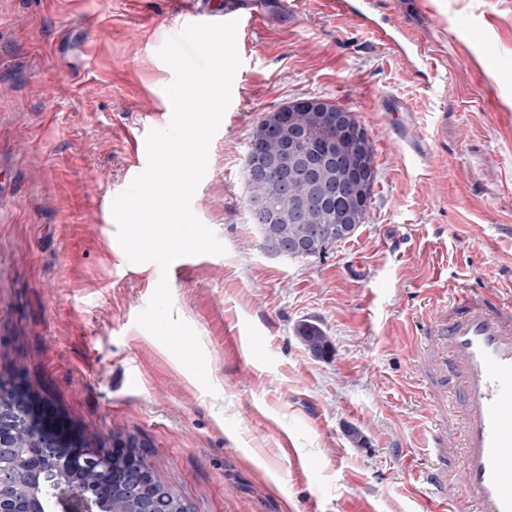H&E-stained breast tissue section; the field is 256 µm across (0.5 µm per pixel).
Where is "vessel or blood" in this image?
I'll return each instance as SVG.
<instances>
[{
    "label": "vessel or blood",
    "mask_w": 512,
    "mask_h": 512,
    "mask_svg": "<svg viewBox=\"0 0 512 512\" xmlns=\"http://www.w3.org/2000/svg\"><path fill=\"white\" fill-rule=\"evenodd\" d=\"M185 24L237 21V43L267 23L270 0H175ZM372 34L409 64L422 59L418 38L397 26ZM459 313L446 329L466 411L463 480L468 501L444 493L445 512H512V323L471 293L457 294Z\"/></svg>",
    "instance_id": "b4317fda"
}]
</instances>
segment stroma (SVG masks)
<instances>
[{"label":"stroma","instance_id":"1","mask_svg":"<svg viewBox=\"0 0 512 512\" xmlns=\"http://www.w3.org/2000/svg\"><path fill=\"white\" fill-rule=\"evenodd\" d=\"M384 23L428 61L377 44ZM180 31L173 0H0V380L90 445L135 438L188 512H438L406 475L438 465L465 493L431 340L455 291L502 306L512 287V0H306L255 31L191 202L226 251L164 275L128 261L104 204L147 166L132 141L171 121L158 51ZM299 98L353 114L375 182L352 237L294 260L264 250L242 168L256 122ZM163 277L211 389L136 323Z\"/></svg>","mask_w":512,"mask_h":512}]
</instances>
